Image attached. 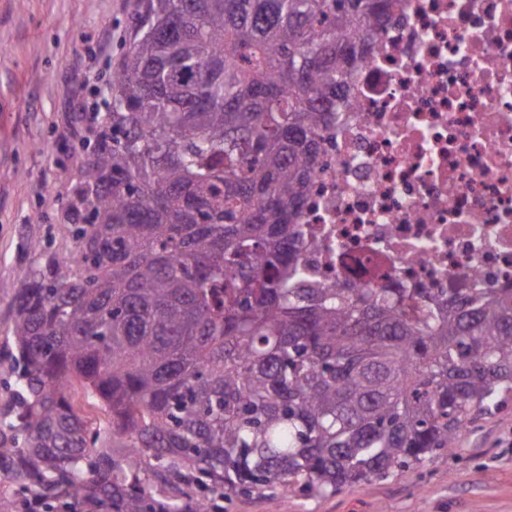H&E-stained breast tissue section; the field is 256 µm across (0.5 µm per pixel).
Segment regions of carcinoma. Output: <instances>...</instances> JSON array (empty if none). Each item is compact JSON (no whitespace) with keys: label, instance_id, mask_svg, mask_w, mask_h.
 Returning a JSON list of instances; mask_svg holds the SVG:
<instances>
[{"label":"carcinoma","instance_id":"1","mask_svg":"<svg viewBox=\"0 0 512 512\" xmlns=\"http://www.w3.org/2000/svg\"><path fill=\"white\" fill-rule=\"evenodd\" d=\"M70 208L13 297L0 476L41 512H183L139 473L319 494L440 454L512 391V290L420 305L302 288L294 220L356 46L390 0H137ZM82 382L123 452L71 403Z\"/></svg>","mask_w":512,"mask_h":512}]
</instances>
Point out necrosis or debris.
<instances>
[{
  "label": "necrosis or debris",
  "mask_w": 512,
  "mask_h": 512,
  "mask_svg": "<svg viewBox=\"0 0 512 512\" xmlns=\"http://www.w3.org/2000/svg\"><path fill=\"white\" fill-rule=\"evenodd\" d=\"M297 225L311 288L512 289V0H394Z\"/></svg>",
  "instance_id": "necrosis-or-debris-1"
}]
</instances>
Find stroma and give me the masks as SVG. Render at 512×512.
I'll return each instance as SVG.
<instances>
[{
    "label": "stroma",
    "mask_w": 512,
    "mask_h": 512,
    "mask_svg": "<svg viewBox=\"0 0 512 512\" xmlns=\"http://www.w3.org/2000/svg\"><path fill=\"white\" fill-rule=\"evenodd\" d=\"M136 0H0V412L15 405L12 294L39 262L30 244L71 246L66 209L77 138L63 139L90 85L106 86ZM224 512H512V392L462 432L456 455L334 495L237 493Z\"/></svg>",
    "instance_id": "obj_1"
}]
</instances>
